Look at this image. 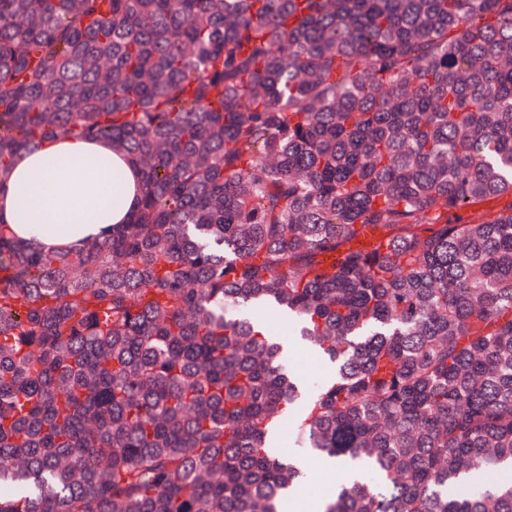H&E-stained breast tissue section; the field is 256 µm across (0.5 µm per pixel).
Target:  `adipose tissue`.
<instances>
[{
    "label": "adipose tissue",
    "instance_id": "ef3b65f1",
    "mask_svg": "<svg viewBox=\"0 0 512 512\" xmlns=\"http://www.w3.org/2000/svg\"><path fill=\"white\" fill-rule=\"evenodd\" d=\"M138 166L89 138L49 139L20 155L0 187V222L18 240L51 250L111 235L137 204Z\"/></svg>",
    "mask_w": 512,
    "mask_h": 512
}]
</instances>
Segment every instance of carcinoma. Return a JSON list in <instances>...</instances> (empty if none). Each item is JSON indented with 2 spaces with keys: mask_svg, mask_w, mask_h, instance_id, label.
I'll use <instances>...</instances> for the list:
<instances>
[{
  "mask_svg": "<svg viewBox=\"0 0 512 512\" xmlns=\"http://www.w3.org/2000/svg\"><path fill=\"white\" fill-rule=\"evenodd\" d=\"M72 135L144 191L0 226V512H281L288 425L323 512H512V0H0V184ZM288 361L295 373L306 380L310 390L330 371V367L320 362L310 349L297 344L291 345ZM324 460L310 458L308 467L310 474L302 483L300 493L308 498H324L331 493L336 482L340 479V474L336 470L327 469Z\"/></svg>",
  "mask_w": 512,
  "mask_h": 512,
  "instance_id": "carcinoma-1",
  "label": "carcinoma"
}]
</instances>
